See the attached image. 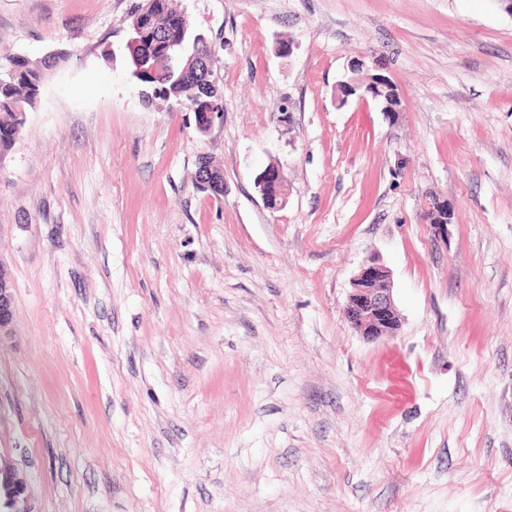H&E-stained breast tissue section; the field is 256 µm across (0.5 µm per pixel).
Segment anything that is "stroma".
Masks as SVG:
<instances>
[{
	"label": "stroma",
	"mask_w": 512,
	"mask_h": 512,
	"mask_svg": "<svg viewBox=\"0 0 512 512\" xmlns=\"http://www.w3.org/2000/svg\"><path fill=\"white\" fill-rule=\"evenodd\" d=\"M140 2L0 0V54L67 53L0 162V457L24 508L512 512V15L175 0L216 59L203 133L130 78ZM357 59L396 118L337 105ZM373 258L400 323L369 341L345 306ZM257 185L267 208L277 209L283 196V177L279 168L266 167L257 176Z\"/></svg>",
	"instance_id": "1"
}]
</instances>
